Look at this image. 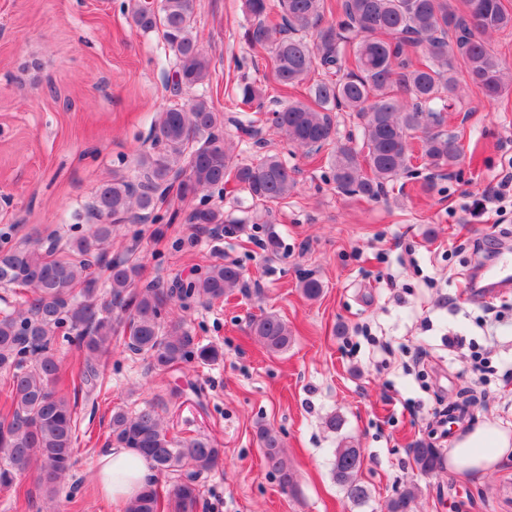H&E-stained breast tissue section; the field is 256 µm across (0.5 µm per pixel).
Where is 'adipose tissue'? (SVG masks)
<instances>
[{"label":"adipose tissue","instance_id":"obj_1","mask_svg":"<svg viewBox=\"0 0 512 512\" xmlns=\"http://www.w3.org/2000/svg\"><path fill=\"white\" fill-rule=\"evenodd\" d=\"M511 454L512 433L487 422L465 433L449 450L448 467L460 474H486ZM93 468L114 512H125L127 504L141 491L150 475L148 462L126 448L106 449Z\"/></svg>","mask_w":512,"mask_h":512}]
</instances>
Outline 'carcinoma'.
<instances>
[{
  "mask_svg": "<svg viewBox=\"0 0 512 512\" xmlns=\"http://www.w3.org/2000/svg\"><path fill=\"white\" fill-rule=\"evenodd\" d=\"M248 25L243 38L270 49L273 81L284 91L302 84L320 68L324 77L307 88V100L269 111V120L289 143L318 154L329 145L332 180L349 196L375 199L387 184L414 171V141L426 164L441 173L461 157L458 137L443 130L445 113L466 86L490 101L512 95V72L487 45L486 38L512 30V10L502 0H243ZM336 12L338 21H324ZM278 17L279 23L270 18ZM136 27L158 30L174 56L167 81L182 95L210 80L211 59L194 34L193 0H136L131 9ZM245 104L262 110L266 88L239 86ZM349 112L359 120L362 146L342 143L332 117ZM150 147L140 151L139 181L113 177L96 191L88 208L87 235L49 248L35 242L0 248V287L20 286L17 299H3L0 309V374L6 387L0 415V487L14 489L18 477L36 471L49 500L76 464L79 397L104 386L101 362L117 342L149 359L165 373L193 361L214 362L219 348L196 340L183 323H165L164 314L186 310L198 300L211 303L240 286L241 269L215 263L189 281L165 287L138 283L139 265L129 257L106 259L114 226L150 220H180L194 226L226 223L224 209L209 198L235 181L251 206L270 213L297 188L295 171L276 153L249 162L239 160L237 144L224 136V113L203 94L158 112ZM199 198L186 211L165 214L170 195ZM105 263L104 283L91 268ZM302 295L318 299L323 284L301 280ZM81 353L75 367L64 369L54 349L59 333ZM250 332L273 354L288 349L292 332L273 313L253 319ZM265 464L285 488L292 475L280 438L259 430ZM110 444L128 448L150 467L171 476L166 495L150 481L129 502L126 512H197L200 478L224 455L207 438L177 442L152 404L128 413H112ZM413 457L424 474L441 467L434 448L419 445ZM361 449L344 443L334 450L336 482L359 504L368 497L359 479ZM415 491L405 490L388 503V512H411Z\"/></svg>",
  "mask_w": 512,
  "mask_h": 512,
  "instance_id": "obj_1",
  "label": "carcinoma"
}]
</instances>
